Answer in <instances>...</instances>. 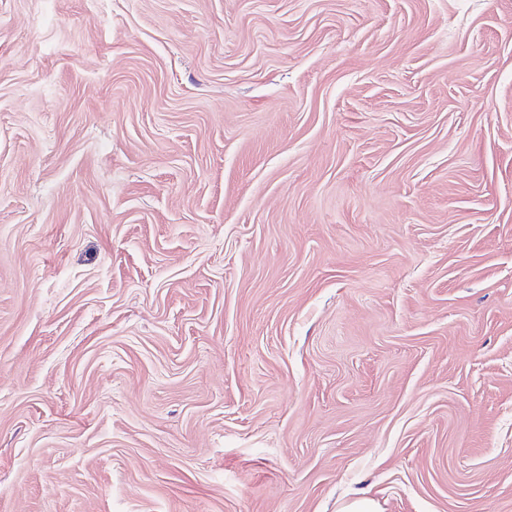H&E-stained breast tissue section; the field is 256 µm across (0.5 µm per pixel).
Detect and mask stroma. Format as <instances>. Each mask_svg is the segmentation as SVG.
Returning a JSON list of instances; mask_svg holds the SVG:
<instances>
[{"label": "stroma", "mask_w": 512, "mask_h": 512, "mask_svg": "<svg viewBox=\"0 0 512 512\" xmlns=\"http://www.w3.org/2000/svg\"><path fill=\"white\" fill-rule=\"evenodd\" d=\"M512 512V0H0V512Z\"/></svg>", "instance_id": "obj_1"}]
</instances>
